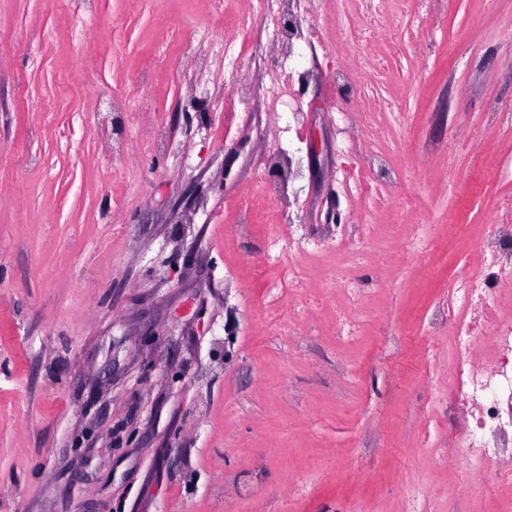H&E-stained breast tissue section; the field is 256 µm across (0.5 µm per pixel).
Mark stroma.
Listing matches in <instances>:
<instances>
[{
	"instance_id": "35a3bbf8",
	"label": "stroma",
	"mask_w": 512,
	"mask_h": 512,
	"mask_svg": "<svg viewBox=\"0 0 512 512\" xmlns=\"http://www.w3.org/2000/svg\"><path fill=\"white\" fill-rule=\"evenodd\" d=\"M210 0H0V512H447L470 471L448 467V338L427 315L512 207V0H450L424 59L401 57L399 95L430 113L400 144L403 180L384 221L414 216L432 251L354 245L372 289L352 340L333 334L318 275L287 288L234 235L227 199L261 192L254 132L227 160L214 136L224 39ZM161 53L159 74L136 71ZM303 135L306 223L349 211L334 173L331 59L310 58ZM120 90L164 115L142 154ZM141 161L113 184L122 159ZM313 305L299 335L273 311Z\"/></svg>"
}]
</instances>
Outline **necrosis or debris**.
<instances>
[{
    "label": "necrosis or debris",
    "mask_w": 512,
    "mask_h": 512,
    "mask_svg": "<svg viewBox=\"0 0 512 512\" xmlns=\"http://www.w3.org/2000/svg\"><path fill=\"white\" fill-rule=\"evenodd\" d=\"M224 37V62L238 69L250 53L264 52L279 62L270 82L266 111L271 121L287 119L295 134L305 123L307 106L300 91L305 77L292 64L304 46L318 45L339 56L331 74L332 109L342 132L351 134L363 150L358 170L338 169L335 180L353 207L351 224H325L311 231L301 222L300 196L284 192L282 180L296 181L295 152L263 153L259 177L261 193L243 192L232 230L252 235L258 217L269 222L261 237L263 264L291 253L298 262L291 269L289 287L305 285L307 270L323 253L348 246L377 222L388 207L400 179L390 144L408 129L407 113L387 89L394 71L397 46L415 44L426 21L437 22L447 12L448 0H212ZM324 5L321 32L302 31L301 25ZM287 23L276 40L262 43L269 27ZM478 259L448 283V293L436 302L429 326L448 333L449 464L475 475H493L494 485L473 484L465 494L449 493L448 512H464L500 491L512 490V217L488 225L477 247ZM328 295L343 294L336 310L337 335H352L356 312L368 289L351 265L334 262L322 280Z\"/></svg>",
    "instance_id": "obj_1"
}]
</instances>
